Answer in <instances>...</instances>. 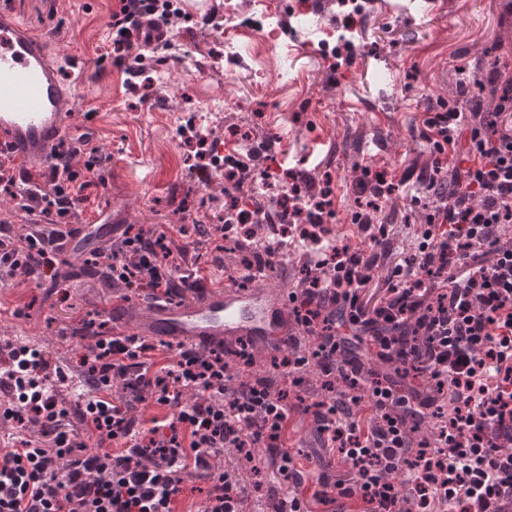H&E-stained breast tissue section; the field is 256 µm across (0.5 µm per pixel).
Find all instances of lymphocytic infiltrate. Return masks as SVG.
I'll return each mask as SVG.
<instances>
[{"label": "lymphocytic infiltrate", "instance_id": "1", "mask_svg": "<svg viewBox=\"0 0 512 512\" xmlns=\"http://www.w3.org/2000/svg\"><path fill=\"white\" fill-rule=\"evenodd\" d=\"M146 15L170 27L183 13L178 0H119L107 22L114 60L131 55V30ZM487 80L502 86L493 111L467 100L425 121L421 137L434 155L429 184L437 186L440 158L450 154L454 189L436 194L392 271L382 273L379 263L389 236L379 215L396 185L366 166L354 182L351 215L365 246L316 238L318 259L288 293L297 331L280 374L295 383L314 369L328 384L327 397L313 404L314 434L333 449L338 476L321 474L305 495L306 475L284 449L300 406L287 389L252 373L247 343L182 346L163 365L153 341L89 320L80 328L90 344L79 364L97 394L76 404L61 397L68 376L47 348L4 345L0 389L9 398L0 402V422L30 437L0 456V512H175L190 476L210 482L198 512H240L246 488L217 464L228 448L244 449L249 469H274L292 485L278 512H310L312 501L338 512V500L355 498L363 512H512V79L496 71ZM90 139L85 132L60 141L43 184L16 176L0 158V190L26 216L0 225L1 281L56 268L88 187L73 159ZM234 166L237 194L226 209L247 197L250 223H271L254 200L249 162ZM330 195L281 186V217L328 223ZM168 242L166 231L129 229L96 255L107 259L106 279L123 293L141 290L147 275L158 297L196 290L195 270ZM378 279L383 294L365 305L362 294ZM361 338L376 367L352 349ZM149 403L167 413L147 429L140 408ZM85 430L97 436V451H88Z\"/></svg>", "mask_w": 512, "mask_h": 512}]
</instances>
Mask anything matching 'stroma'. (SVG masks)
<instances>
[{"label": "stroma", "mask_w": 512, "mask_h": 512, "mask_svg": "<svg viewBox=\"0 0 512 512\" xmlns=\"http://www.w3.org/2000/svg\"><path fill=\"white\" fill-rule=\"evenodd\" d=\"M204 15L177 22L169 46L145 51L142 66L115 63L106 22L118 0H10L33 30L49 34L89 64L90 97L78 98L76 130H90L99 174L85 191L77 223L105 203L120 228L214 223L195 198L220 195L223 178L202 182L181 128L188 110L206 117L225 149L256 154L271 178L261 201L277 211L276 171H293L300 190L329 187L339 239L362 243L350 216L352 184L363 167L386 170L401 186L385 204L392 230L387 264L409 251L407 223L425 211L431 148L420 132L429 111L453 104L462 73L497 68L512 74V0H205ZM272 18L279 37L261 45L255 27ZM84 255L68 257L61 288L35 282L0 287V341L40 343L68 374L76 403L93 393L77 368L75 327L111 317L122 300ZM287 441L303 470L321 469L312 418L294 415Z\"/></svg>", "instance_id": "obj_1"}]
</instances>
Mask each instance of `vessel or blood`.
<instances>
[{
  "mask_svg": "<svg viewBox=\"0 0 512 512\" xmlns=\"http://www.w3.org/2000/svg\"><path fill=\"white\" fill-rule=\"evenodd\" d=\"M85 61L51 50L11 8L0 5V154L26 163H45L53 147L73 128L77 81ZM103 205L95 223L80 227L65 240L69 254L91 243L108 242L113 226ZM122 336L160 339L175 345L215 347L250 337L277 341L295 328L285 297H273L266 279L255 278L234 292L209 288L192 303H128L115 319Z\"/></svg>",
  "mask_w": 512,
  "mask_h": 512,
  "instance_id": "1",
  "label": "vessel or blood"
}]
</instances>
